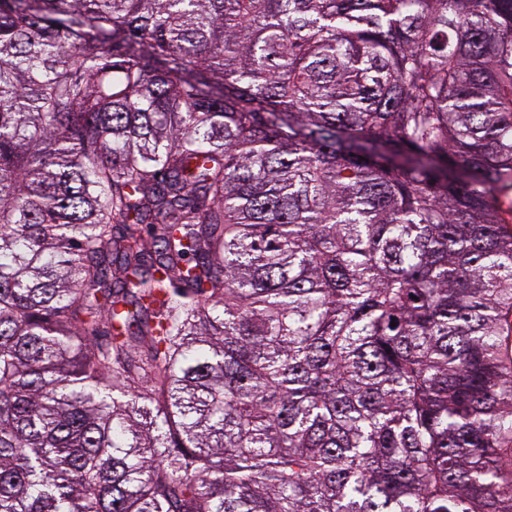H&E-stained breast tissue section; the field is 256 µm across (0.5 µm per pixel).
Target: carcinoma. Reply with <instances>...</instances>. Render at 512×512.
Here are the masks:
<instances>
[{
    "mask_svg": "<svg viewBox=\"0 0 512 512\" xmlns=\"http://www.w3.org/2000/svg\"><path fill=\"white\" fill-rule=\"evenodd\" d=\"M512 0H0V512H512Z\"/></svg>",
    "mask_w": 512,
    "mask_h": 512,
    "instance_id": "cac0c4a2",
    "label": "carcinoma"
}]
</instances>
